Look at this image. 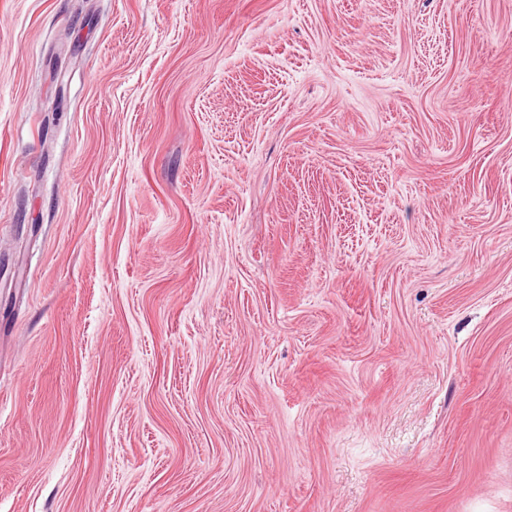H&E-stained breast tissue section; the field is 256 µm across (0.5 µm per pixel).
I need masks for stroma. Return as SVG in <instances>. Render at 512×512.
<instances>
[{
	"mask_svg": "<svg viewBox=\"0 0 512 512\" xmlns=\"http://www.w3.org/2000/svg\"><path fill=\"white\" fill-rule=\"evenodd\" d=\"M0 512H512V0H0Z\"/></svg>",
	"mask_w": 512,
	"mask_h": 512,
	"instance_id": "1",
	"label": "stroma"
}]
</instances>
